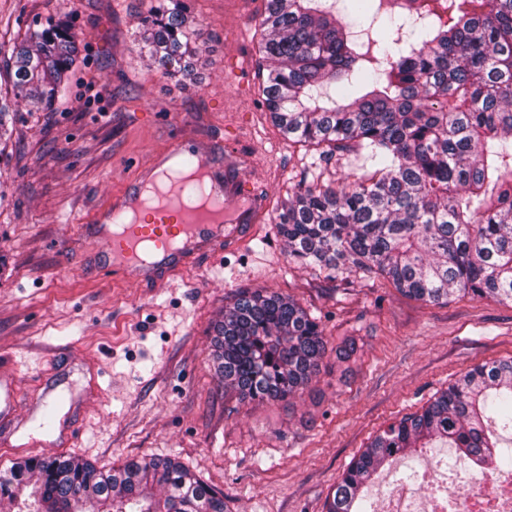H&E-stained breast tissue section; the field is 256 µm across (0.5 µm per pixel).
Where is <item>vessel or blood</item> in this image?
<instances>
[{
	"mask_svg": "<svg viewBox=\"0 0 512 512\" xmlns=\"http://www.w3.org/2000/svg\"><path fill=\"white\" fill-rule=\"evenodd\" d=\"M177 164L192 160L195 169L209 170L208 155L180 142L171 150ZM135 187L114 197L112 205L94 208L86 224L107 258L109 268L136 283H152L195 265L200 254H214L233 245L244 232L241 224L225 223L231 206L227 197L209 195L207 182L168 181L146 203L144 217L130 220L124 203Z\"/></svg>",
	"mask_w": 512,
	"mask_h": 512,
	"instance_id": "1",
	"label": "vessel or blood"
}]
</instances>
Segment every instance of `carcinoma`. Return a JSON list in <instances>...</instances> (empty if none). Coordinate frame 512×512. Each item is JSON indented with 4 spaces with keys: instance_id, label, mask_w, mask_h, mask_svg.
I'll use <instances>...</instances> for the list:
<instances>
[{
    "instance_id": "1",
    "label": "carcinoma",
    "mask_w": 512,
    "mask_h": 512,
    "mask_svg": "<svg viewBox=\"0 0 512 512\" xmlns=\"http://www.w3.org/2000/svg\"><path fill=\"white\" fill-rule=\"evenodd\" d=\"M266 0L259 52L264 102L294 143L351 150L362 173L300 183L278 215L288 262L328 275L378 273L426 303L454 295L512 303V0ZM136 52L152 71L195 81L198 22L186 0H153ZM79 58L53 17L0 46V76L28 111L54 105ZM212 360L243 401L301 395L328 342L294 298L243 291L215 328ZM512 358L478 365L421 411L389 424L344 471L326 512H366L381 468L433 443L473 468L512 469ZM18 512H227L224 495L174 458L130 457L102 469L73 455L0 470V501Z\"/></svg>"
}]
</instances>
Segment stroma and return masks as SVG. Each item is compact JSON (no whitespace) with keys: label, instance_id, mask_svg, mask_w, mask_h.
Here are the masks:
<instances>
[{"label":"stroma","instance_id":"stroma-1","mask_svg":"<svg viewBox=\"0 0 512 512\" xmlns=\"http://www.w3.org/2000/svg\"><path fill=\"white\" fill-rule=\"evenodd\" d=\"M150 0H0V42L66 19L80 63L53 107L19 112L0 153V375L19 400L0 468L68 453L112 468L179 459L222 491L229 512H325L352 458L382 427L418 411L473 366L512 357V304H426L375 274L289 263L276 217L295 184L340 183L355 156L288 141L263 101L264 0H191L205 51L197 81L149 75L130 51ZM228 165L266 206L238 249L151 286L105 267L87 212L140 177L175 142ZM292 296L329 345L354 339L351 373L328 357L302 396L240 401L210 356L213 325L245 290ZM54 425H40L42 411ZM75 437V446L65 443ZM445 445L394 462L369 488L374 512L396 472L452 457Z\"/></svg>","mask_w":512,"mask_h":512}]
</instances>
